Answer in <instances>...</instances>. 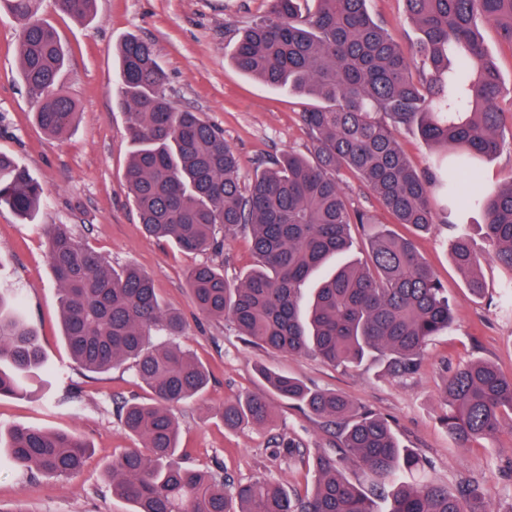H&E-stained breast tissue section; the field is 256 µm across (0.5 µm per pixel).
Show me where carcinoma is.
Masks as SVG:
<instances>
[{
    "label": "carcinoma",
    "instance_id": "carcinoma-1",
    "mask_svg": "<svg viewBox=\"0 0 512 512\" xmlns=\"http://www.w3.org/2000/svg\"><path fill=\"white\" fill-rule=\"evenodd\" d=\"M267 10L239 34L231 50L238 70L272 88L312 95L322 105L301 114L314 160L290 151L263 164L247 182L218 128L198 113L172 106L152 44L130 37L118 49L114 89L127 115L133 150L124 179L145 233L184 252L218 253L240 231L250 234L257 265L240 283L208 263L186 275L199 311L230 321L248 344L271 353L313 354L343 366L377 356L398 375L412 373L431 338L449 329L445 288L414 244L390 232L369 236L363 261L336 267L306 298L302 287L326 261L348 251L353 224L373 215L350 206L340 175L371 191L396 223L428 232L436 224L434 194L454 206L451 257L474 295L483 290L482 255L462 216L482 215L494 259L512 270V179L463 198L457 174L512 150L502 135L498 101L512 95L487 54L480 29L497 30L512 46V0H405L416 41L401 43L368 13L367 0H267ZM39 0H0L20 23L19 77L35 102L34 119L61 137L77 104L60 88L65 51L58 31L38 17ZM74 19L93 16L96 0H57ZM417 131L448 157L433 167L410 164L400 142ZM43 189L31 173L0 152V209L33 218ZM48 257L59 286L63 336L75 364L106 373L127 365L149 392L122 401L124 429L139 440L112 461V494L132 512H494L479 485L458 493L408 480L421 460L401 445L383 418L359 410L344 395L313 389L288 375L260 369L281 398L300 405L339 434L331 450L288 454L307 460L316 475L309 493H291L266 480L230 484L214 472L175 460L180 426L170 408L200 395L205 366L175 342L153 333L185 330L167 310L150 278L136 267L116 269L65 224H46ZM45 372L36 333L0 291V396L37 388ZM448 436L465 447L491 438L512 419V375L470 360L448 376ZM224 425L261 426L270 415L251 395L219 411ZM9 461L31 474L71 478L88 445L75 432L16 426L3 436ZM351 462L377 482L363 487L344 473Z\"/></svg>",
    "mask_w": 512,
    "mask_h": 512
}]
</instances>
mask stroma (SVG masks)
Wrapping results in <instances>:
<instances>
[{
    "label": "stroma",
    "mask_w": 512,
    "mask_h": 512,
    "mask_svg": "<svg viewBox=\"0 0 512 512\" xmlns=\"http://www.w3.org/2000/svg\"><path fill=\"white\" fill-rule=\"evenodd\" d=\"M266 9V0H98L95 16L76 21L41 0L40 15L58 30L68 54L61 85L77 102V122L63 137L45 134L34 122V106L18 72V22L0 15V151L29 168L44 189L36 220L0 210V286L16 296L37 333L52 385L36 397L0 396V429L16 425L79 432L90 446L82 471L71 478L32 476L0 467V512H131L113 495L107 469L135 443L116 413L117 398L142 397L131 369L89 373L70 359L62 338L58 285L41 232L45 224L68 225L116 268L132 265L151 277L162 303L180 313L186 328L177 339L210 371L206 391L173 407L181 426L178 459L184 465L220 471L231 480L266 479L305 492L314 474L289 457L283 443L308 450L333 447L335 437L321 421L282 400L259 375L268 368L297 377L313 388L335 390L389 421L401 444L424 461L417 480L456 487L479 483L497 512H512V431L471 447L457 445L443 428L449 375L466 361L482 359L512 374V302L503 286L512 271L486 259L480 270L484 291L472 296L450 258L452 236L445 225L427 233L394 223L373 194L351 176L343 187L352 207L372 211L379 228L413 238L455 308L448 332L433 337L416 373L397 376L383 362L357 367L328 363L312 354H272L247 345L227 321L206 318L196 308L186 271L208 262L237 283L255 266L251 240L238 233L224 251L186 253L147 236L128 195L124 173L132 151L126 114L112 90L116 48L130 36L153 45L167 76V93L179 109L199 112L220 127L237 153L242 178L288 151L307 153L310 138L300 114L313 97L273 89L239 71L230 59L235 37ZM372 15L404 43L414 40L404 0H370ZM512 177V152L480 162L458 176L468 196ZM250 394L265 397L268 425L226 427L222 405Z\"/></svg>",
    "instance_id": "35a3bbf8"
}]
</instances>
